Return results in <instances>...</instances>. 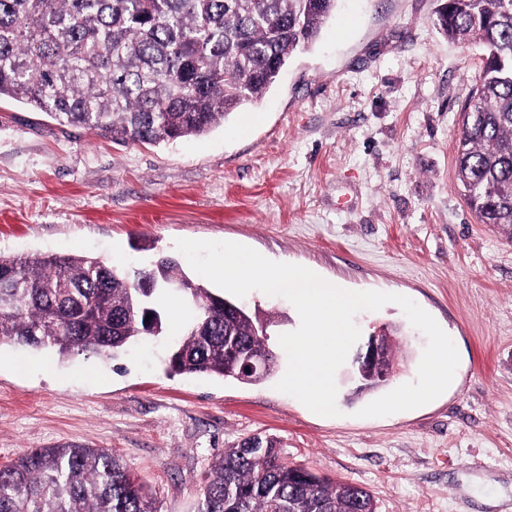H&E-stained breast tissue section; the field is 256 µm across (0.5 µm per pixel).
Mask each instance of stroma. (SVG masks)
Listing matches in <instances>:
<instances>
[{
  "instance_id": "35a3bbf8",
  "label": "stroma",
  "mask_w": 512,
  "mask_h": 512,
  "mask_svg": "<svg viewBox=\"0 0 512 512\" xmlns=\"http://www.w3.org/2000/svg\"><path fill=\"white\" fill-rule=\"evenodd\" d=\"M438 0H340L317 43L293 55L264 100L209 134L115 144L0 103V251L72 253L133 270L176 240L234 242L355 291L409 297L453 340L448 389L385 417L360 410L415 381L425 335L389 303L362 311L397 368L357 393L337 370L338 416L276 385L169 375L177 330L124 355L58 358L0 344V466L35 448H100L146 484L157 512H198L216 454L254 435L283 459L368 488L377 512H512V240L479 223L454 179L462 111L484 58L432 23ZM275 313L296 308L254 290Z\"/></svg>"
}]
</instances>
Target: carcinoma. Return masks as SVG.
I'll use <instances>...</instances> for the list:
<instances>
[{
  "instance_id": "cac0c4a2",
  "label": "carcinoma",
  "mask_w": 512,
  "mask_h": 512,
  "mask_svg": "<svg viewBox=\"0 0 512 512\" xmlns=\"http://www.w3.org/2000/svg\"><path fill=\"white\" fill-rule=\"evenodd\" d=\"M336 2L0 0V101L116 143L202 136L259 102L289 58L316 43ZM434 24L486 48L454 175L478 221L512 240V0H440ZM168 298L191 305L170 374L248 385L271 376L224 363L227 347L270 349L254 331L259 311L191 277L173 257L131 275L94 257L0 252V343L114 357L168 331ZM264 443L252 448L245 439L216 456L199 512H376L366 488L321 477ZM0 512L155 509L118 455L37 448L0 467Z\"/></svg>"
}]
</instances>
